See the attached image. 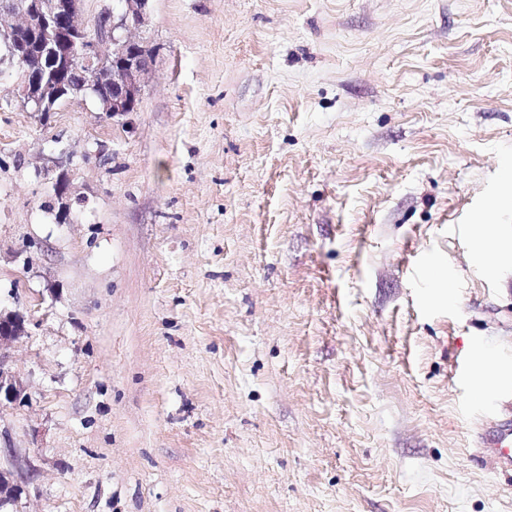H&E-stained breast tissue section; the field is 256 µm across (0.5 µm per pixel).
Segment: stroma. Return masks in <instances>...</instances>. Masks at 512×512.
<instances>
[{
    "label": "stroma",
    "instance_id": "1",
    "mask_svg": "<svg viewBox=\"0 0 512 512\" xmlns=\"http://www.w3.org/2000/svg\"><path fill=\"white\" fill-rule=\"evenodd\" d=\"M137 34L135 112L0 77L25 512H512L472 444L512 415V0H150Z\"/></svg>",
    "mask_w": 512,
    "mask_h": 512
}]
</instances>
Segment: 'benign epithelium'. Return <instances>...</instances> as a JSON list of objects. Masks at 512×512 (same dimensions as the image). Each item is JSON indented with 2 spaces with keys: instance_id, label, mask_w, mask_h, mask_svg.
<instances>
[{
  "instance_id": "7a95c632",
  "label": "benign epithelium",
  "mask_w": 512,
  "mask_h": 512,
  "mask_svg": "<svg viewBox=\"0 0 512 512\" xmlns=\"http://www.w3.org/2000/svg\"><path fill=\"white\" fill-rule=\"evenodd\" d=\"M149 0H119L104 7L92 35L83 17L84 0H0V73L19 72L15 100L34 112L48 113L61 99L92 92L101 110L112 115L135 112L149 73L154 48L132 34L146 15ZM59 211H71L69 179L56 180ZM29 320L19 312L0 313V407L27 399L26 387L13 368L10 349L28 333ZM23 456L0 464V512L21 510L24 486L32 473L22 469Z\"/></svg>"
}]
</instances>
